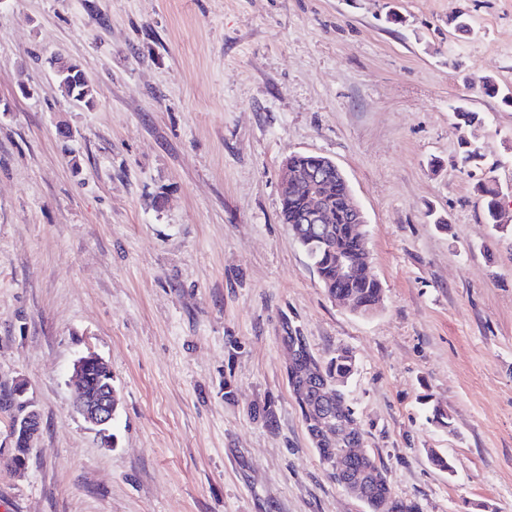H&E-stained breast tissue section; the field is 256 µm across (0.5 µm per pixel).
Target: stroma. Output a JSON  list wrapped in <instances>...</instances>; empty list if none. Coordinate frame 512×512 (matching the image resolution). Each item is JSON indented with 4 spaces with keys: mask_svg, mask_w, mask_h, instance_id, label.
I'll return each mask as SVG.
<instances>
[{
    "mask_svg": "<svg viewBox=\"0 0 512 512\" xmlns=\"http://www.w3.org/2000/svg\"><path fill=\"white\" fill-rule=\"evenodd\" d=\"M481 76L512 91V0H0V394L25 381L42 420L25 474L0 463V512H368L307 434L289 328L352 353L393 498L512 512V236L476 192L512 189V103ZM460 103L487 118L476 167ZM296 153L332 159L364 211L372 314L281 219ZM88 350L119 397L109 449L74 410ZM60 69L54 71L55 76H61V69H70L74 71L73 74H67L59 77L58 84L62 92L78 103H83L85 106L90 107L93 105V83L85 74L84 70L76 62L63 58ZM478 191L480 192V195L482 197L483 213L486 223L493 224V227L499 233H510L512 235V225L507 224V221L511 222V219L508 220L509 217H507V219L505 220L506 212H504L503 217L501 209V224H498L499 196L501 192L500 188L497 185H487L484 183L479 187Z\"/></svg>",
    "mask_w": 512,
    "mask_h": 512,
    "instance_id": "obj_1",
    "label": "stroma"
}]
</instances>
